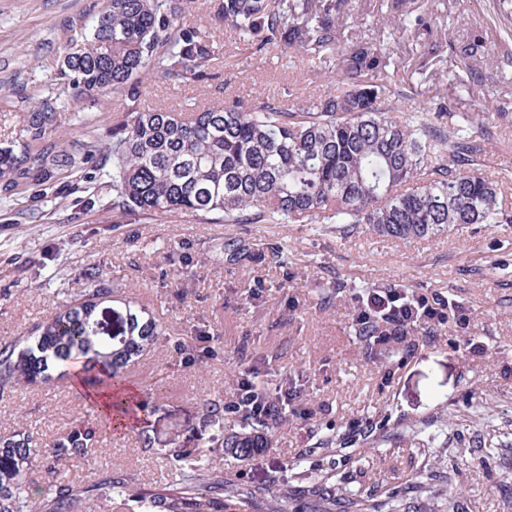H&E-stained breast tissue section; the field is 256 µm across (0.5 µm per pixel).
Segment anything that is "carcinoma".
Listing matches in <instances>:
<instances>
[{
    "label": "carcinoma",
    "instance_id": "1",
    "mask_svg": "<svg viewBox=\"0 0 512 512\" xmlns=\"http://www.w3.org/2000/svg\"><path fill=\"white\" fill-rule=\"evenodd\" d=\"M107 0L78 37L71 40L62 67L67 81L58 94L99 103L110 95L129 101L112 132V214L133 213L163 222L176 214L226 224H370L376 234L395 240L436 235L450 227L512 222L503 210L500 182L484 171V142L498 128L500 112L477 113L479 138L442 122L444 101L404 121L385 106L390 54L359 43L341 55L342 88L314 101L283 108L274 100L252 106L237 103L166 111L140 105L139 83L154 74L164 81L200 80L215 60L207 35L193 28L174 30L183 0ZM394 0L398 17L390 26L402 32L422 24ZM360 0H210V21L232 30L259 51L276 47L309 56L336 43L339 20ZM82 139L60 144L46 139L59 126L48 100L24 116L20 154L0 149V184L14 191L22 180L46 184L79 171L102 145L92 120L75 112ZM245 244L224 242L228 264L245 259ZM92 288L38 324L28 336L0 341V394L37 379L73 375L90 407L106 426L138 421L135 396L119 372L162 335L152 320L131 313L120 336L98 324L111 311L110 290L95 274ZM388 324L385 312L361 301L355 333L370 336ZM209 422L224 423V398L205 404ZM215 435L218 448L250 457L267 447L259 428ZM100 429L77 420L60 439L43 442L24 430L0 442V467L15 482L0 485V512H82L86 497L70 485L49 493L27 480L35 462L90 461L102 442ZM171 479L145 490L106 476L91 486V497H122L136 512H252L251 497L229 484L218 496L208 487L209 460L190 452L167 453Z\"/></svg>",
    "mask_w": 512,
    "mask_h": 512
}]
</instances>
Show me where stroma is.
<instances>
[{
	"mask_svg": "<svg viewBox=\"0 0 512 512\" xmlns=\"http://www.w3.org/2000/svg\"><path fill=\"white\" fill-rule=\"evenodd\" d=\"M391 0H362L339 28L335 47L314 58L263 51L230 29L209 27L208 0H184L182 23L210 31L216 59L199 82L144 78L141 105L188 110L222 100L253 104L318 99L339 82L338 59L353 45L386 47L387 81L402 113L452 103L464 132L477 130L482 107L506 113L487 144V172L512 186V7L503 0H412L425 15L422 34L383 26ZM105 0H0V148L14 145L32 98L50 96L74 33ZM483 35L474 83L451 44ZM432 38L443 61L423 69L422 41ZM59 133L79 138L70 117L91 112L101 143L127 110L122 97L91 107L57 100ZM112 158L103 153L47 188L28 182L0 197V340L26 335L46 317L85 294L91 271L111 290L112 331L125 327L129 303L159 322L163 336L121 377L144 410L151 441L113 433L96 445L95 465L68 461L53 473L32 466L37 483L55 479L83 488L112 475L145 489L167 480V452L211 458L216 493L225 484L252 492L256 512L281 501L288 512H314L323 491L345 488L372 504L397 493L403 512H512V223L471 224L437 236L394 241L365 224H225L176 215L112 221ZM245 241L249 258L230 265L224 242ZM284 248L287 265L275 263ZM395 287L437 293L474 314L482 352L469 350L455 325L420 343L405 362L397 344L368 352L353 327L352 290ZM211 337V354L185 362L176 345ZM252 365L258 387L290 384L312 410L308 420L275 425L268 446L245 459L215 449L205 403L232 395L238 372ZM73 382L24 385L0 396V440L27 430L53 440L89 417ZM363 418L373 423L352 442L320 448L326 429Z\"/></svg>",
	"mask_w": 512,
	"mask_h": 512,
	"instance_id": "stroma-1",
	"label": "stroma"
}]
</instances>
